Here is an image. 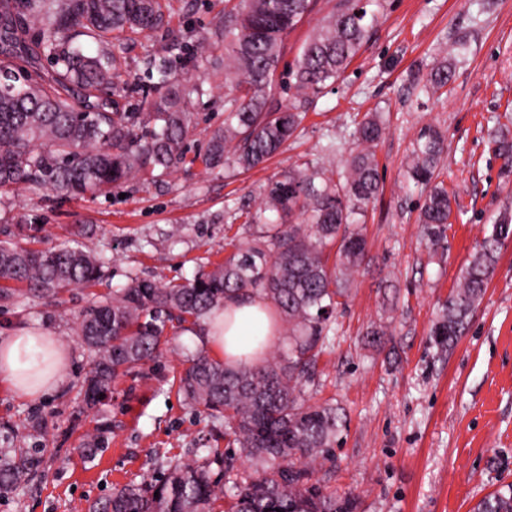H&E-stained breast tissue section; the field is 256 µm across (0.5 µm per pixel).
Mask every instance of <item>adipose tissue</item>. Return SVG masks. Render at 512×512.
Wrapping results in <instances>:
<instances>
[{
	"label": "adipose tissue",
	"mask_w": 512,
	"mask_h": 512,
	"mask_svg": "<svg viewBox=\"0 0 512 512\" xmlns=\"http://www.w3.org/2000/svg\"><path fill=\"white\" fill-rule=\"evenodd\" d=\"M272 310L260 294L226 302L202 331L211 355L231 364L259 363L258 343L272 344L280 335L269 320ZM67 372V355L49 330L19 325L0 338V385L37 399L61 384Z\"/></svg>",
	"instance_id": "1"
}]
</instances>
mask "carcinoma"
<instances>
[{"mask_svg":"<svg viewBox=\"0 0 512 512\" xmlns=\"http://www.w3.org/2000/svg\"><path fill=\"white\" fill-rule=\"evenodd\" d=\"M170 0H0V195L22 186L49 188L65 198L105 194L145 173L186 164L190 109L202 86L178 75L184 46L147 56L151 93L130 80L116 47L169 24ZM386 0H337L336 10L288 68L290 100L268 105L283 44L310 11L311 0H224V124L211 130L207 169H252L295 135L305 113L338 81L365 45ZM99 45L91 53L85 40ZM47 64H42V61ZM456 64L436 62L426 91L447 92ZM386 126L379 112L356 123L361 149L329 174L308 159L267 190V209L250 216L260 226L252 242L185 282L159 284L134 276L78 315V336L96 353L82 389L88 405L112 381L157 357L168 325L202 330L226 299L255 292L288 319V341L262 365L231 366L200 352L187 359L181 391L191 405L224 418L231 450L202 464L177 462L144 484L112 489L88 512H213L231 493L229 512H357L356 500L312 480L309 463L331 461L346 427L334 403L306 397L319 355L334 348L336 310L352 296L348 272L371 261L360 216L377 197L381 178L373 147ZM446 135L424 128L413 145L408 178L429 187L419 223L427 243L441 248L455 197L434 182ZM501 174L512 177V130L490 140ZM512 237V216L492 224L459 282L442 304L430 336L447 350L466 330L491 280L497 254ZM105 256L80 246L32 250L0 244V297L10 283L27 298L52 303L62 291L91 288L105 276ZM265 467L254 476L235 470L236 457ZM224 472V483L211 465ZM40 461L17 453L0 459V490L28 481ZM473 512H512V484L486 495Z\"/></svg>","mask_w":512,"mask_h":512,"instance_id":"1","label":"carcinoma"}]
</instances>
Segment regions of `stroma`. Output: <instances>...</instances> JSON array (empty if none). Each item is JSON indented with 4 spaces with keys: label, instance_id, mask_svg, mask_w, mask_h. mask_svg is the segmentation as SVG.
I'll use <instances>...</instances> for the list:
<instances>
[{
    "label": "stroma",
    "instance_id": "35a3bbf8",
    "mask_svg": "<svg viewBox=\"0 0 512 512\" xmlns=\"http://www.w3.org/2000/svg\"><path fill=\"white\" fill-rule=\"evenodd\" d=\"M170 5L168 28L128 43L123 57L127 72L138 76L145 51L165 54L175 36L186 44L207 38V56L183 72L205 90L187 141L194 155L224 120V73L211 65L224 56L223 40L212 36L224 0ZM335 5L314 0L285 41L283 65L294 63ZM460 43L465 60L447 94L423 93L434 63ZM509 110L512 0H388L343 79L316 98L298 136L256 168L228 172L198 162L106 196L65 199L21 188L0 198L1 242L18 241L19 225L35 217V249L71 244L72 225L89 224L94 232L81 245L109 259L101 283L67 291L55 303L0 300L1 333L19 324L46 328L69 360L66 379L41 399L0 385V449L42 462L30 481L0 495V512H86L113 486L151 481L168 461L193 459L194 449L224 451L223 424L179 391L187 357L203 347L197 337L168 329L160 357L120 376L90 407L80 383L95 355L77 334L76 316L129 276L182 282L223 261L225 243L247 245L255 233L247 216L264 207L267 183L307 158H319L330 172L339 168L367 112L388 117L374 148L382 190L364 218L372 263L352 272V298L337 314L338 342L319 357L310 387L315 402L336 403L348 417L335 459L317 462L314 475L328 490L352 494L357 512H473L512 483V241L502 246L458 342L441 352L428 336L476 243L501 212H512V179L501 177L488 142L489 129ZM428 125L446 132L439 179L463 212L449 224L440 256L420 237L421 190L406 179L412 145ZM374 324L387 332L384 348L365 342ZM99 438L104 447L97 451Z\"/></svg>",
    "mask_w": 512,
    "mask_h": 512
}]
</instances>
